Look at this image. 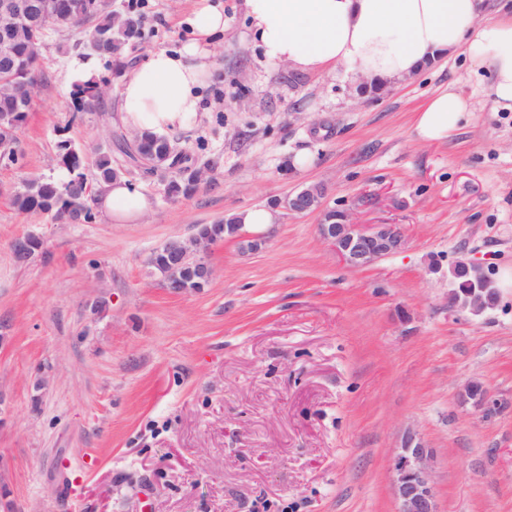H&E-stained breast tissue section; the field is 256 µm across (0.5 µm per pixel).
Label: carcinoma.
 Returning a JSON list of instances; mask_svg holds the SVG:
<instances>
[{"label": "carcinoma", "instance_id": "carcinoma-1", "mask_svg": "<svg viewBox=\"0 0 512 512\" xmlns=\"http://www.w3.org/2000/svg\"><path fill=\"white\" fill-rule=\"evenodd\" d=\"M121 14L126 20L122 30L113 27L112 13L102 12L77 26L50 17L34 29L21 28L16 32L17 52L14 60L6 63L0 59V136L7 130L18 133L27 122L28 113L15 111L13 86L43 81L42 66L28 69L22 56L30 49L43 52L51 34L69 31L85 36L89 49L110 63L145 38L141 8L129 3ZM101 84L102 81L94 77L74 84L70 92L72 111L96 110L102 103L99 95ZM140 138L142 144L139 151L147 152L157 160L162 158L168 137L147 131L140 134ZM59 149V163L66 170L67 177L62 180L34 178L25 181V185L12 196V205L21 214L46 215L58 224L89 223L94 217L93 189L123 177L124 173L114 163L110 149L95 150L89 165L86 164L84 152L72 146L70 141H61ZM192 163L193 157L186 155L176 176L167 185L168 195L185 197L197 190L193 171L190 170Z\"/></svg>", "mask_w": 512, "mask_h": 512}]
</instances>
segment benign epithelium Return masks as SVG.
Wrapping results in <instances>:
<instances>
[{
	"mask_svg": "<svg viewBox=\"0 0 512 512\" xmlns=\"http://www.w3.org/2000/svg\"><path fill=\"white\" fill-rule=\"evenodd\" d=\"M105 4H112V0H0V44L9 48L18 29L33 27L50 15L64 20L86 18ZM37 91L38 87L28 85L20 89L19 111L31 109ZM324 195L321 185L310 184L289 194L284 207L297 215L320 214L319 237L334 248L346 265L363 269L403 248L405 238L400 225L380 223L365 227L352 218L349 210L326 209ZM215 243L211 237L196 232L189 240L174 241L171 258L193 263L199 277L207 282L213 276V269L200 256V251ZM466 270L475 279L473 287L462 298L451 291L448 304L478 315L495 306L498 293L478 267L469 264ZM430 463L429 449L412 439L407 440L394 457L393 484L398 512H438Z\"/></svg>",
	"mask_w": 512,
	"mask_h": 512,
	"instance_id": "benign-epithelium-1",
	"label": "benign epithelium"
}]
</instances>
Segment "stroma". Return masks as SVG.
Returning <instances> with one entry per match:
<instances>
[{
	"label": "stroma",
	"mask_w": 512,
	"mask_h": 512,
	"mask_svg": "<svg viewBox=\"0 0 512 512\" xmlns=\"http://www.w3.org/2000/svg\"><path fill=\"white\" fill-rule=\"evenodd\" d=\"M223 3L205 113L170 132L207 180L174 199L170 173L132 171L151 208L131 224L13 208L26 179L65 178L60 140L89 151L122 124L116 87L70 108L83 40L44 50L23 164L0 166V512H397L392 458L410 433L432 450L439 512H512V109L459 57L361 100L347 67L266 62L243 0ZM192 5L145 0L128 58L180 48ZM450 87L471 116L421 140L417 112ZM311 183L326 208L401 225L405 247L346 266L318 215L282 205ZM255 206L277 213L261 249L224 239L207 286L162 285L153 251ZM25 235L42 247L20 264ZM461 260L493 281L494 308L449 310ZM471 382L495 409L461 399Z\"/></svg>",
	"instance_id": "1"
}]
</instances>
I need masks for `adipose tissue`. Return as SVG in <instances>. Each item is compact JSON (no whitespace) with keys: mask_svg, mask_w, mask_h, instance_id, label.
I'll return each instance as SVG.
<instances>
[{"mask_svg":"<svg viewBox=\"0 0 512 512\" xmlns=\"http://www.w3.org/2000/svg\"><path fill=\"white\" fill-rule=\"evenodd\" d=\"M483 0H244L264 56L302 73L348 66L355 82L386 86L414 78L429 62L466 54L491 71L499 106H512V14H483ZM191 36L179 49L151 52L121 84L129 128L160 133L195 121L204 110L203 90L212 48L224 33L217 0H195L186 19ZM470 110L448 89L432 96L415 118L418 136L448 139ZM111 222L138 220L150 200L118 179L96 200Z\"/></svg>","mask_w":512,"mask_h":512,"instance_id":"obj_1","label":"adipose tissue"}]
</instances>
